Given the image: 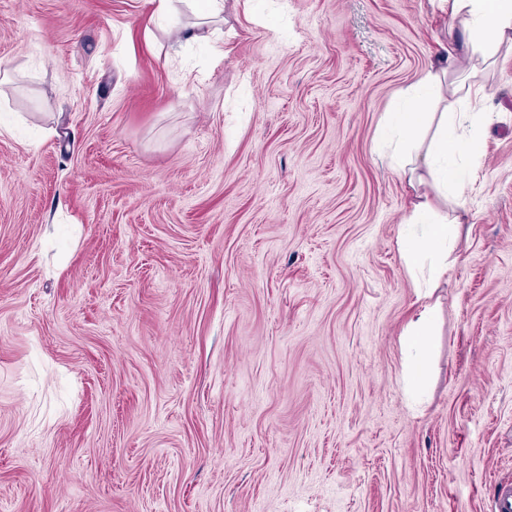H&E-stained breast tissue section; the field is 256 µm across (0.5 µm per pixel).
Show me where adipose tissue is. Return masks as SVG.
I'll return each mask as SVG.
<instances>
[{"instance_id":"1","label":"adipose tissue","mask_w":512,"mask_h":512,"mask_svg":"<svg viewBox=\"0 0 512 512\" xmlns=\"http://www.w3.org/2000/svg\"><path fill=\"white\" fill-rule=\"evenodd\" d=\"M448 24L441 53L413 89L401 92L392 113L395 130L390 167L410 190L398 247L410 276L426 271V283L447 275L468 213L471 174L481 164L479 139L496 121L486 111V88L478 75L500 49L512 50V0H430ZM461 20L463 31L453 22ZM440 319L438 303L424 304L406 328L404 376L414 391L432 368V338Z\"/></svg>"}]
</instances>
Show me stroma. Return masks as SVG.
I'll return each instance as SVG.
<instances>
[{
  "instance_id": "1",
  "label": "stroma",
  "mask_w": 512,
  "mask_h": 512,
  "mask_svg": "<svg viewBox=\"0 0 512 512\" xmlns=\"http://www.w3.org/2000/svg\"><path fill=\"white\" fill-rule=\"evenodd\" d=\"M0 0V504L496 512L512 488V54L425 402L407 190L376 152L429 0ZM206 9L197 14L196 21L190 26V38L198 41H208L224 23V4L219 0L208 1ZM439 319L440 308L437 302L423 304L419 315L402 335L401 342L406 351L404 376L408 395H412L431 371L432 338L436 335Z\"/></svg>"
}]
</instances>
